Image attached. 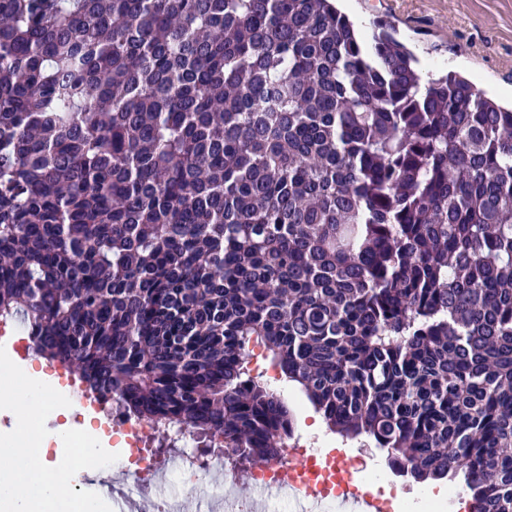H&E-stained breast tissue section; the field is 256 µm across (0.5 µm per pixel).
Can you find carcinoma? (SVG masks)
<instances>
[{
  "mask_svg": "<svg viewBox=\"0 0 512 512\" xmlns=\"http://www.w3.org/2000/svg\"><path fill=\"white\" fill-rule=\"evenodd\" d=\"M227 462L251 349L411 483L512 512V108L331 0H0V320Z\"/></svg>",
  "mask_w": 512,
  "mask_h": 512,
  "instance_id": "carcinoma-1",
  "label": "carcinoma"
}]
</instances>
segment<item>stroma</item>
<instances>
[{
	"mask_svg": "<svg viewBox=\"0 0 512 512\" xmlns=\"http://www.w3.org/2000/svg\"><path fill=\"white\" fill-rule=\"evenodd\" d=\"M358 25L392 22L426 70L474 81L512 104V0H341Z\"/></svg>",
	"mask_w": 512,
	"mask_h": 512,
	"instance_id": "obj_1",
	"label": "stroma"
}]
</instances>
